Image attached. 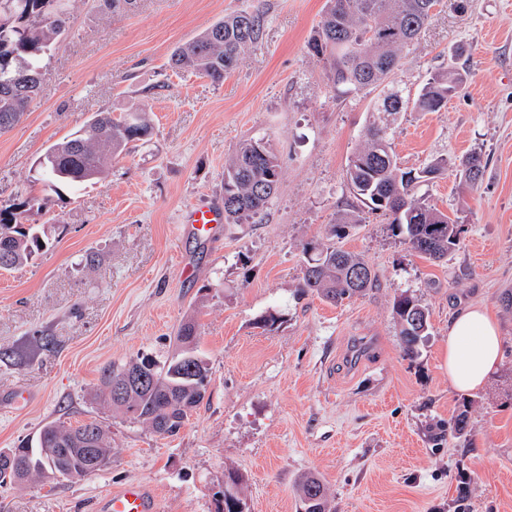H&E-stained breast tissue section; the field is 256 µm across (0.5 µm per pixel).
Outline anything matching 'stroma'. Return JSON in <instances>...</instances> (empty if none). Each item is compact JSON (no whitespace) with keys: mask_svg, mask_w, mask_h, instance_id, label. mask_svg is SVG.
<instances>
[{"mask_svg":"<svg viewBox=\"0 0 512 512\" xmlns=\"http://www.w3.org/2000/svg\"><path fill=\"white\" fill-rule=\"evenodd\" d=\"M326 0H71L67 31L47 57L42 96L0 135V208L25 203L46 246L0 270V451L35 442L48 422L97 420L112 462L90 478L0 483V512H87L126 482L151 488L158 512H215L224 477L241 479L244 512H300L315 474L332 512H512V0H441L397 79L417 90L454 65L467 81L438 112H405L393 146L404 166L477 151L469 187L456 173L426 186L464 226L459 246L428 261L364 212L341 244L376 272L377 288L333 306L297 296L305 243L324 241L353 203L348 158L372 95H337L307 44ZM263 15L262 37L223 83L173 70V50L224 16ZM146 109L150 141L115 159L107 178L64 199L37 181L51 144L96 112ZM266 135L282 168L259 224L182 226L186 210L221 201L224 162ZM407 291L430 312L416 357L392 316ZM482 307L499 324L502 357L476 391L451 389L443 357L450 320ZM277 309L283 318L261 328ZM189 315L209 363L203 402L177 437L112 412L103 368L164 359ZM29 402H11L16 390ZM464 436L438 437L461 406Z\"/></svg>","mask_w":512,"mask_h":512,"instance_id":"stroma-1","label":"stroma"}]
</instances>
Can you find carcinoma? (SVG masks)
<instances>
[{
    "mask_svg": "<svg viewBox=\"0 0 512 512\" xmlns=\"http://www.w3.org/2000/svg\"><path fill=\"white\" fill-rule=\"evenodd\" d=\"M69 0H0V133L14 128L28 105L45 90L47 53L66 32ZM438 0H327L324 14L308 42L309 53L324 63L336 89L348 93L379 91L369 120L346 167L352 195L374 213L389 220L392 232L404 236L411 251L430 260L448 257L460 243L462 225L439 210L419 187L444 175L454 166L464 182L476 187L486 163L479 152L451 159L440 155L421 168L402 164L393 148L396 115L413 110L437 112L462 88L464 75L457 67L431 74L411 95L397 83L404 66L402 52L428 25L430 8ZM263 26L257 11H241L219 20L191 41L177 47L170 66L221 84L224 75L239 64L246 50L258 43ZM153 135L144 109L114 114L94 113L78 131L50 145L38 166L44 188L60 193L61 187L78 189L102 180L112 160L132 143ZM281 166L269 139L251 137L224 163V223L255 224L275 198ZM362 222L358 209L337 213L326 241L309 247L302 277V294L315 293L338 306L378 286V277L359 255L338 245L347 229ZM45 231L41 224H23L18 213L0 209V246L10 254L8 268L33 260L42 251ZM392 313L400 326L404 354L413 357L428 335L430 314L413 294L394 296ZM199 324L186 317L174 336V348L162 362L142 356L105 368L101 385L112 408L148 425L163 437L178 435L191 413L203 402L210 373L198 353ZM91 434L92 446L112 460V438L96 420L65 424L50 422L39 433L37 448L21 447L11 463L0 464V479L24 484L64 467L79 468L88 478L98 470L79 449ZM239 477L228 474L224 506L217 512H242ZM302 512H331L329 493L316 477H305L298 488Z\"/></svg>",
    "mask_w": 512,
    "mask_h": 512,
    "instance_id": "carcinoma-1",
    "label": "carcinoma"
}]
</instances>
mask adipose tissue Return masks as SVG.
Here are the masks:
<instances>
[{
    "label": "adipose tissue",
    "instance_id": "ef3b65f1",
    "mask_svg": "<svg viewBox=\"0 0 512 512\" xmlns=\"http://www.w3.org/2000/svg\"><path fill=\"white\" fill-rule=\"evenodd\" d=\"M501 354L497 324L479 307L460 313L448 329L445 365L452 389L481 387L496 370Z\"/></svg>",
    "mask_w": 512,
    "mask_h": 512
}]
</instances>
